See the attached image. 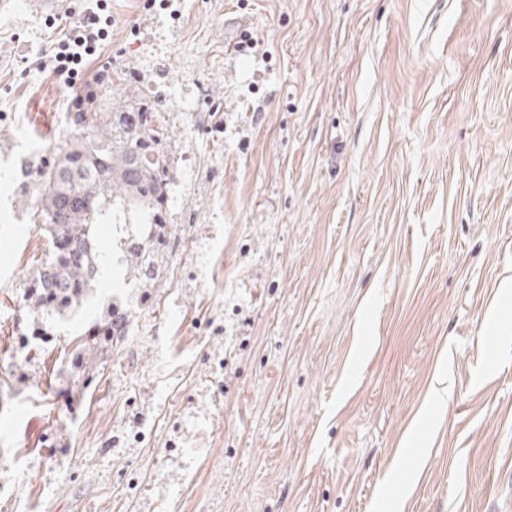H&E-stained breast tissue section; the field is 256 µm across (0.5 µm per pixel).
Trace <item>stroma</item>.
<instances>
[{"label":"stroma","mask_w":512,"mask_h":512,"mask_svg":"<svg viewBox=\"0 0 512 512\" xmlns=\"http://www.w3.org/2000/svg\"><path fill=\"white\" fill-rule=\"evenodd\" d=\"M171 3L109 0L171 238L89 384L26 300L74 17L0 10V512H512V0Z\"/></svg>","instance_id":"obj_1"}]
</instances>
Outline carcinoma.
Listing matches in <instances>:
<instances>
[{
    "label": "carcinoma",
    "mask_w": 512,
    "mask_h": 512,
    "mask_svg": "<svg viewBox=\"0 0 512 512\" xmlns=\"http://www.w3.org/2000/svg\"><path fill=\"white\" fill-rule=\"evenodd\" d=\"M131 80L130 71L115 68L105 82L92 83V102L73 114L68 135L52 144L40 216L53 252L28 287L35 312L62 315L97 293L102 224L125 227L117 240L127 264L124 284L153 288L163 277V206L173 179L168 134L154 103L131 90ZM104 305L92 337L71 341L77 375L88 381L128 334L130 312L110 299Z\"/></svg>",
    "instance_id": "cac0c4a2"
}]
</instances>
